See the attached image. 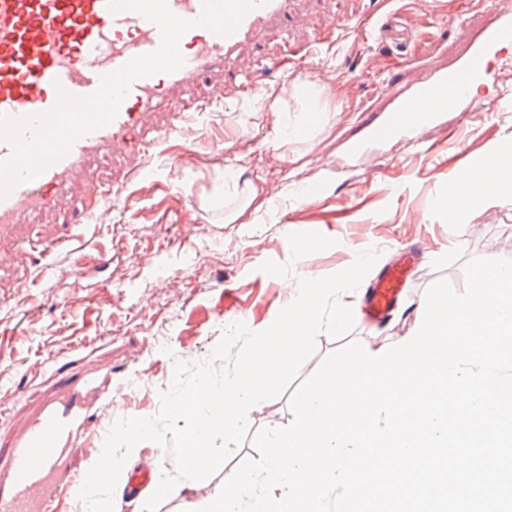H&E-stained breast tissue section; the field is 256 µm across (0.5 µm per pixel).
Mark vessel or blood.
Instances as JSON below:
<instances>
[{
	"instance_id": "vessel-or-blood-1",
	"label": "vessel or blood",
	"mask_w": 512,
	"mask_h": 512,
	"mask_svg": "<svg viewBox=\"0 0 512 512\" xmlns=\"http://www.w3.org/2000/svg\"><path fill=\"white\" fill-rule=\"evenodd\" d=\"M294 2L267 0L248 11L228 36L201 27L184 33L180 69L136 80L109 124L78 139L38 178L15 186L0 200V241L35 212L70 209L75 184H82V194L93 207L110 203L111 183L85 179L89 164L133 154L136 135L153 127L158 117L176 130L193 121L195 112L183 107L187 92L204 74L223 72L256 45L265 28L285 18ZM160 42L156 24L134 11L112 12L108 0H0V114L22 118L47 113L62 90L92 95L103 76L156 50ZM507 43H512V16H489L458 63L430 71L398 93L392 109L371 126L367 140L352 144V155L363 157L370 146L416 135L437 121L448 100L462 98L476 80L494 79L492 52ZM407 275V269L393 267L372 284L366 304L369 320L386 318ZM67 383L74 386V394L48 400L33 421L16 431L0 512H52L69 484L83 482L88 469L78 460L96 434L91 424L95 412L83 395L97 389L99 377L72 375Z\"/></svg>"
}]
</instances>
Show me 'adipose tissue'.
Returning <instances> with one entry per match:
<instances>
[{"label":"adipose tissue","instance_id":"1","mask_svg":"<svg viewBox=\"0 0 512 512\" xmlns=\"http://www.w3.org/2000/svg\"><path fill=\"white\" fill-rule=\"evenodd\" d=\"M512 201V143L490 150L479 162L448 179V192L440 206L448 212L455 244H462L471 223L483 209Z\"/></svg>","mask_w":512,"mask_h":512}]
</instances>
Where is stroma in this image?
Here are the masks:
<instances>
[{
    "mask_svg": "<svg viewBox=\"0 0 512 512\" xmlns=\"http://www.w3.org/2000/svg\"><path fill=\"white\" fill-rule=\"evenodd\" d=\"M415 7L446 16V40L422 30L406 55L376 42L383 15ZM500 11L512 14V0H301L285 23L229 64L232 76L254 80L251 95L225 84L223 99L210 102L190 128L145 136L147 155L91 164L88 177L111 179L117 202L94 216L79 208L40 211L19 225L13 242L30 252L66 232L83 256L68 280L53 274L54 265L65 264L63 255L32 265L29 288L17 291L13 242L0 245V464L15 430L58 392L53 362L75 374L111 365L105 396L133 394V413L153 416L172 384L175 360L205 358L236 322L253 330L266 325L297 296L304 270L330 275L371 249L378 258L365 276L370 282L402 252L421 248L381 324L361 315L364 288L340 294L354 327L340 341L318 337L294 379L299 385L340 344L358 341L375 353L413 334L416 308L432 284L444 278L464 289L466 260L512 259V201L488 206L460 248L438 206L449 175L512 141V51L498 59L496 90L442 113L417 137L379 146L378 176H367L347 153L391 109L385 78L401 87L447 65ZM299 29L318 33V45L299 46ZM321 66L335 68V85L311 83V98L298 99L294 84ZM307 113L314 116L307 135L276 138L277 127ZM252 185L259 190L254 206L247 202ZM305 186L317 194L301 196ZM298 238L306 252L296 251ZM100 251L108 264L96 262ZM130 267L136 278L125 277ZM290 398L286 392L262 401L223 469L193 482L189 498L207 499L241 462L256 457L261 429L289 425ZM186 499H165L157 512H183Z\"/></svg>",
    "mask_w": 512,
    "mask_h": 512,
    "instance_id": "stroma-1",
    "label": "stroma"
}]
</instances>
